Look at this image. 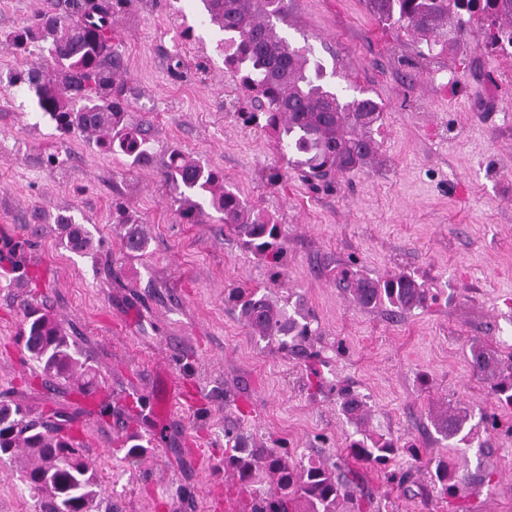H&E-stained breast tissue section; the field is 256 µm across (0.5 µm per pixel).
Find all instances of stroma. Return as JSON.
Segmentation results:
<instances>
[{"label":"stroma","mask_w":512,"mask_h":512,"mask_svg":"<svg viewBox=\"0 0 512 512\" xmlns=\"http://www.w3.org/2000/svg\"><path fill=\"white\" fill-rule=\"evenodd\" d=\"M63 7L0 0V35ZM203 17L201 0H134L115 25L129 120L145 123L150 162L60 138L24 94L0 85V400L74 416L113 512H214L228 498L229 430L297 461L355 469L370 512H512V411L469 363L475 341L512 349V48H487L474 18L455 50L423 56L414 32L379 21L367 0H288L289 41L309 47L337 88L382 104L380 150L330 180L292 167L272 186L270 169L284 166L275 138L240 119L238 83L215 50L222 34ZM173 149L274 217L279 274L216 219L183 221L163 177ZM121 205L140 215L146 254L125 250L112 221ZM62 209L89 231L92 252L57 238ZM339 265L372 278L411 273L435 299L399 319L361 310L330 278ZM230 288L300 301L312 336L280 352L225 307ZM24 299L77 341L111 415L45 387L17 341ZM343 386L365 397L373 429L398 441L388 465L350 455L361 434L340 410ZM450 406L477 418L468 441L436 434L433 415ZM133 433L149 448L136 467L111 453ZM439 456L460 480L457 498L438 497L423 467ZM392 471L410 478L388 482ZM0 512H40L13 461H0Z\"/></svg>","instance_id":"35a3bbf8"}]
</instances>
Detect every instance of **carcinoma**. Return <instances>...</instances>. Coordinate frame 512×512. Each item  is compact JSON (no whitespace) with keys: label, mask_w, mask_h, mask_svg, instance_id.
Returning a JSON list of instances; mask_svg holds the SVG:
<instances>
[{"label":"carcinoma","mask_w":512,"mask_h":512,"mask_svg":"<svg viewBox=\"0 0 512 512\" xmlns=\"http://www.w3.org/2000/svg\"><path fill=\"white\" fill-rule=\"evenodd\" d=\"M205 21L224 37L217 48L224 68L231 71L243 94L248 123L275 135L288 165L308 169L314 177L343 174L374 157L379 146L373 127L382 119L381 104L372 98L346 97L331 82L323 64L309 50L293 46L280 24L288 16L287 0H201ZM129 0H67L62 14L41 13L25 26L8 32L0 46L26 57L41 43L48 44L50 62L42 68L8 73L7 83L24 85L29 103L62 138L86 135L95 146L121 155L132 165L149 158V141L128 120V99L117 78L122 60L115 44L112 18ZM381 21L404 23L427 47L452 49L466 32L464 15H483V36L493 49L512 47V0H368ZM165 180L178 194L180 213L190 224L209 208L255 256L271 269L282 266L278 225L224 185V175L200 161L173 150L164 162ZM67 248L85 254L94 242L73 216L54 218ZM114 223L123 225V244L144 253L149 237L133 211L118 208ZM336 287L363 310L386 308L402 317L421 308L429 289L412 275L399 272L371 278L343 268L334 275ZM224 303L238 312L251 332L286 352L291 343L306 339L311 330L301 309L289 308L265 294L232 288ZM19 332L24 348L51 381L81 395L97 387V378L79 359L77 343L45 308L29 300L20 303ZM473 372L490 384L498 400L512 409V361L475 343L470 347ZM340 407L357 427L366 425V402L355 391L340 392ZM472 414L450 408L433 418V427L446 440L464 441ZM73 418L62 411L36 413L13 400L0 401V460L26 459L23 477L42 512H92L98 495L96 463L76 446ZM224 472L237 493L246 496L249 512H340V503L354 499L358 473L341 465L294 462L288 453L249 448L238 436L225 434ZM130 435L124 459L136 464L147 453ZM397 443L383 435H365L350 445L354 457L387 465ZM434 489L442 498L456 494L458 479L445 457L426 461Z\"/></svg>","instance_id":"carcinoma-1"}]
</instances>
